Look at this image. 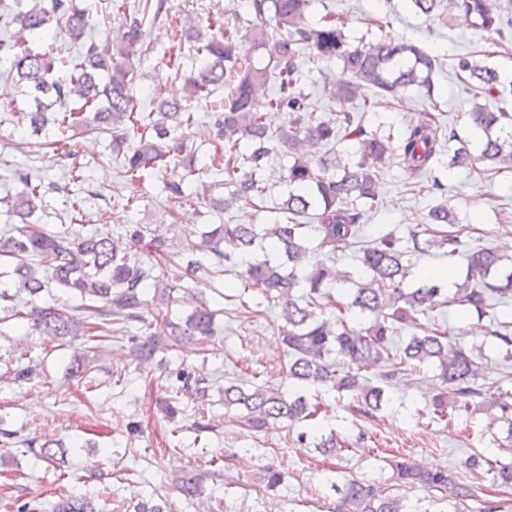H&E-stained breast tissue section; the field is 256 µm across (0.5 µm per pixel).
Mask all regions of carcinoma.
<instances>
[{"mask_svg":"<svg viewBox=\"0 0 512 512\" xmlns=\"http://www.w3.org/2000/svg\"><path fill=\"white\" fill-rule=\"evenodd\" d=\"M315 0H248L253 17L246 31L257 49L268 57L258 68L236 54L240 29L224 27L221 37L202 39L201 30L180 25L169 18L167 0H112V13L122 17L113 40V54L107 59L88 37L92 27L89 10L77 0H13L0 3V26H18L15 36L0 40V55L9 61L7 79L31 98L32 107L22 113L31 132L38 134L51 127L85 128L111 135L113 158L122 165L124 185L134 188L148 168L182 169L166 181L169 200L187 203L194 198L192 184L200 181L203 169L189 157L184 140L173 137L187 129L193 115L183 101L189 97L206 99L212 88L227 89L223 111L214 113L215 142L212 166L224 172V185L230 191L212 196V209L224 212L235 206L261 208L267 187L258 172L288 153L293 163L286 166L284 180L288 193L278 205L279 218L272 224H209L201 241L191 252L201 259L176 260L168 238L159 227L132 224L125 237L140 246L131 253L120 245L112 228L100 224L91 233L77 228L49 232L32 220L42 208L41 181L29 172L16 173L22 189L13 197L11 212L23 224L17 233H0V259L11 261L12 288L0 291V302H13L25 294L31 298L57 289L88 301L84 315L75 317L64 305L32 306L27 312L33 330L54 341L86 336L90 340L128 338L135 357L153 360L167 350L165 339L152 331L162 321L169 335L186 339L203 353L216 335V311L202 299L190 313L176 322L170 317L172 306L180 302L178 290L192 294L195 289L184 281L197 282L201 274L220 273L230 263L240 268L245 286L280 308L279 321L270 324L272 334L288 355L286 376L299 392L285 396L252 382H230L224 386V409L241 411L242 423L254 432L269 424L314 421L319 406L303 391L327 388L350 399L360 416L373 418L386 402L382 383L398 374L421 368L435 372L445 388L432 395L429 407L434 418L453 423L484 406L482 392L474 386L479 363L472 350L455 341L445 322L426 327L423 333L402 336L417 328L418 315L446 307L468 306L486 313L488 301L512 293V255L492 248L466 253V282L453 290L425 279L414 272L422 255L437 253L453 257L464 247L461 236L443 226L455 227L459 218L447 201L434 204L422 217L421 226L410 231L408 240L391 230L382 232L373 243L362 248L361 272L353 275L337 267L336 256L358 243L360 223L366 210L376 206L378 179L390 160L393 133L381 129L368 131L356 121V110L367 105V94L386 98L417 86L433 93L435 60L417 45L392 37L363 46H352L344 33V23L328 13L311 23L306 14ZM453 8L472 17L479 33L498 30L499 18L488 0H448ZM179 44L189 43L201 58L197 74L185 80L186 95L154 94L150 112L137 111L129 92L134 77L132 56L150 34V27L161 20ZM33 40H45L48 50L35 52ZM74 45L77 54L64 58L58 43ZM306 61L336 58L349 79L333 86L335 116L316 120L306 111L304 72ZM462 81H476L488 93L512 96L503 88L498 72L481 60L462 59L458 63ZM277 90L268 98L271 112L288 114L285 124L271 126L267 114L254 111L255 99L267 92L268 84ZM440 107L409 118L400 133L401 164L411 178L425 175L440 157L448 155V168L472 172L486 169L512 172V114L501 107L492 112L473 103L472 124L483 133L479 153L469 148L456 132L446 131L439 121ZM357 142V158L344 162L325 151L339 141ZM300 151L320 154L319 170L312 159L299 158ZM313 223L304 224L302 219ZM324 258L309 264L310 243ZM172 267L171 279L164 278L163 267ZM350 285L337 301L330 290ZM306 292L298 297L299 287ZM154 306L152 318L145 312ZM355 311L361 321L350 325L345 314ZM136 327L137 335L126 336ZM491 336L512 358V321L495 320ZM96 348L73 360L72 375L87 377L96 368ZM383 364L375 377L365 374L369 366ZM180 386L171 388L163 409L174 419L183 413L181 401L192 395L204 398L209 385L191 373L177 372ZM492 406L507 417L512 436V388L499 389ZM312 436L314 448L325 455L343 451L336 435H315V428L299 438ZM74 450L55 440H46L39 455L54 466L65 464ZM392 479L415 485L429 493L426 502L409 505L392 492V487L346 476L334 483L340 495L342 512H467L468 501L478 491L489 489L479 512H509L512 500V462L503 463L483 454L464 462L467 478L454 479L445 467L425 469L406 456L388 459ZM490 477L489 485L480 483ZM172 484L181 495L194 499L200 489L198 475L190 470L175 474ZM51 512H101L94 495L64 494L52 503Z\"/></svg>","mask_w":512,"mask_h":512,"instance_id":"carcinoma-1","label":"carcinoma"}]
</instances>
